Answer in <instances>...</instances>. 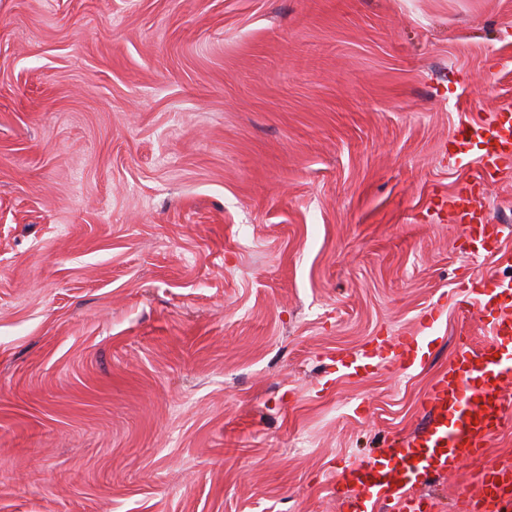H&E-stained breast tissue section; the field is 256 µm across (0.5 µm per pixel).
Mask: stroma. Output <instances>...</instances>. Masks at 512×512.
Segmentation results:
<instances>
[{
    "instance_id": "stroma-1",
    "label": "stroma",
    "mask_w": 512,
    "mask_h": 512,
    "mask_svg": "<svg viewBox=\"0 0 512 512\" xmlns=\"http://www.w3.org/2000/svg\"><path fill=\"white\" fill-rule=\"evenodd\" d=\"M509 107L512 0H0V512H340L512 278V169L448 211ZM476 183H467L448 197V206L456 214L458 224H461L465 237L469 240L472 254L489 252L502 233L499 224H491L487 219L490 202L487 197L477 192ZM432 342L423 336H398L396 343L392 345L395 349L392 358L404 371L416 368L422 365ZM378 346L373 348L372 350H367L362 348L356 352H347L345 354H340L336 357V365L338 369H341L343 373L349 377H357L363 371H367L368 369H373L376 365L373 364L375 358H380L381 360H387L388 357H381L378 351L382 348L383 340L376 338Z\"/></svg>"
}]
</instances>
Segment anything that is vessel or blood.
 Segmentation results:
<instances>
[{"mask_svg":"<svg viewBox=\"0 0 512 512\" xmlns=\"http://www.w3.org/2000/svg\"><path fill=\"white\" fill-rule=\"evenodd\" d=\"M456 156L470 157L474 139L486 144L479 155L480 178L512 168V113H492L484 124L455 127L451 132ZM469 241L471 253L489 251L502 233L490 223V202L473 184L449 196ZM461 314L478 309L487 330L482 343L460 333L448 368L432 379L422 405L426 425L377 452L354 458L336 478V499L342 512H372L376 504L391 512H423L432 500L424 490L428 476L455 473L460 464H474L479 492L460 495L457 512H512V470L492 462L487 449L512 418V284L488 271L471 278L457 302ZM430 342L421 336L398 337L393 360L400 369L421 366ZM377 350L338 355L343 373L357 377L371 369Z\"/></svg>","mask_w":512,"mask_h":512,"instance_id":"b4317fda","label":"vessel or blood"}]
</instances>
